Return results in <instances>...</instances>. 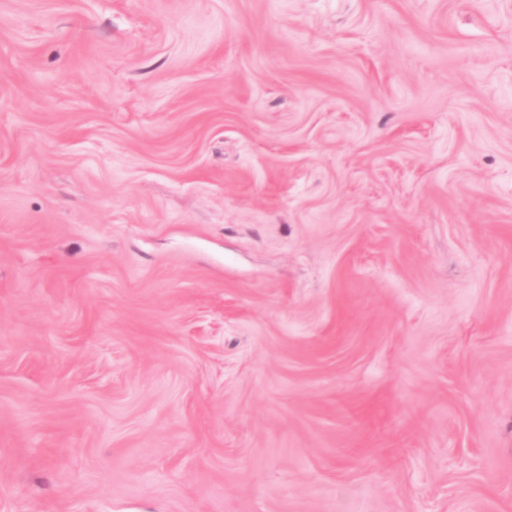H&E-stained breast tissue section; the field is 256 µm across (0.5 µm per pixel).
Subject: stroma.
Segmentation results:
<instances>
[{"label": "stroma", "mask_w": 512, "mask_h": 512, "mask_svg": "<svg viewBox=\"0 0 512 512\" xmlns=\"http://www.w3.org/2000/svg\"><path fill=\"white\" fill-rule=\"evenodd\" d=\"M0 512H512V0H0Z\"/></svg>", "instance_id": "35a3bbf8"}]
</instances>
